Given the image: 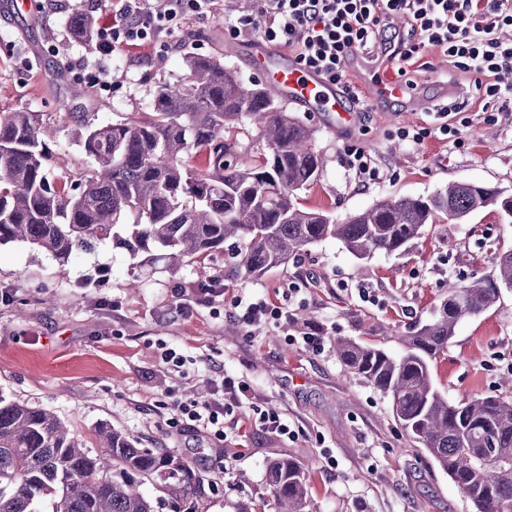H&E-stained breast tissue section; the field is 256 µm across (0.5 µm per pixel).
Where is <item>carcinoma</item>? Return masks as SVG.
<instances>
[{
    "label": "carcinoma",
    "mask_w": 512,
    "mask_h": 512,
    "mask_svg": "<svg viewBox=\"0 0 512 512\" xmlns=\"http://www.w3.org/2000/svg\"><path fill=\"white\" fill-rule=\"evenodd\" d=\"M98 28L94 12L74 11L73 37L88 41ZM186 66V80L160 85L143 118L96 124L83 113L78 143L96 162L87 175L62 164L54 172L42 115L0 110V245L27 243L62 268L98 245L132 256L159 249L176 268L234 239L243 244L237 271L253 276L328 238L364 260L406 250L439 218L489 207L512 218V199L496 189L453 182L427 197L379 200L338 224L299 202L323 172L312 130L219 57L189 56ZM248 122L264 143L257 156L238 139ZM500 283L512 288V251L498 258L494 279L448 283L400 355L336 340L348 371L390 398L411 441L477 512H512V398L450 402L431 365L459 323L496 303ZM94 435L101 455L54 414L0 393V512H153L139 481L167 476L175 483L161 489L196 497L200 479L174 456L139 448L109 424ZM267 472L275 512H310L300 461L274 459Z\"/></svg>",
    "instance_id": "cac0c4a2"
}]
</instances>
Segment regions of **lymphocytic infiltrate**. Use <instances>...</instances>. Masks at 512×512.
Here are the masks:
<instances>
[{"mask_svg":"<svg viewBox=\"0 0 512 512\" xmlns=\"http://www.w3.org/2000/svg\"><path fill=\"white\" fill-rule=\"evenodd\" d=\"M224 26L225 37L255 36L287 50L304 69L341 89L352 104L360 98L348 80L355 55L381 49L389 68L405 76L420 50H439L460 72L474 75L482 99L498 100L501 76L512 71V42L502 39L512 28V0H252ZM214 0H113V21L97 31L93 42L111 55L131 47L157 46L167 52L176 44L165 36L191 16L213 10ZM403 19L394 27V19ZM235 316L258 331L282 318L265 298L238 296ZM217 398L186 403L174 399L171 409L192 426L224 436V420L251 407V386L244 377L223 374Z\"/></svg>","mask_w":512,"mask_h":512,"instance_id":"f902f5d3","label":"lymphocytic infiltrate"}]
</instances>
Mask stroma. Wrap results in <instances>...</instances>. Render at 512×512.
<instances>
[{
  "mask_svg": "<svg viewBox=\"0 0 512 512\" xmlns=\"http://www.w3.org/2000/svg\"><path fill=\"white\" fill-rule=\"evenodd\" d=\"M0 0V108L40 113L51 122L53 153L65 154L74 172L91 171L76 134L83 113L104 124L148 111L158 85L187 73L194 54L223 56L244 81L259 79L248 39L224 37L225 19L245 0H216L211 14L192 17L172 34L174 53L135 51L100 57L93 43L74 39L69 19L83 0H27L15 10ZM111 74L108 86H88L71 101L68 61ZM411 73L414 94L439 101L445 86L474 100V78L447 57L425 49ZM495 121L471 115L457 140L438 134L433 111L406 102L370 103L353 123L335 114L290 105L314 132L324 160L321 177L300 194L302 205L343 222L383 198L428 196L453 181L487 185L512 196V100L503 98ZM432 128L415 148L398 129ZM360 142L382 177L361 185L343 159L348 140ZM224 251L174 269L161 256L99 246L61 269L40 252L13 242L0 246V393L57 415L75 434L92 439L103 423L182 458L201 478L196 501L141 490L155 512H269V461L297 457L307 470L316 512H476L448 476L415 447L392 416L391 400L350 374L336 355L337 339L373 344L398 353L402 338L422 324L447 293L448 282L492 277L499 255L512 250V218L489 208L462 221L428 225L406 251L359 260L335 239L322 241L259 276L238 274ZM222 278L223 296L195 305L198 288ZM373 287L375 302L360 286ZM296 289L286 300L288 289ZM257 293L286 304L287 321L250 333L233 317L234 297ZM323 328V353L295 345L305 321ZM173 348L182 368L162 359ZM245 377L255 390L254 409L235 414L227 438L177 421L172 399L203 400L200 388L217 372ZM435 385L450 401L512 396V288L463 321L432 365ZM273 408L290 434L259 425L256 409Z\"/></svg>",
  "mask_w": 512,
  "mask_h": 512,
  "instance_id": "obj_1",
  "label": "stroma"
}]
</instances>
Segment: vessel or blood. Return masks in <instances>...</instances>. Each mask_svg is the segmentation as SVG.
<instances>
[{
    "instance_id": "obj_1",
    "label": "vessel or blood",
    "mask_w": 512,
    "mask_h": 512,
    "mask_svg": "<svg viewBox=\"0 0 512 512\" xmlns=\"http://www.w3.org/2000/svg\"><path fill=\"white\" fill-rule=\"evenodd\" d=\"M251 48L263 65V77L278 95L298 105L336 113L343 123L353 119L352 108L346 104L335 86L288 61L284 53L261 41H254ZM368 85L371 93L381 99L401 100L409 95L408 86L400 81L374 77L369 80Z\"/></svg>"
}]
</instances>
